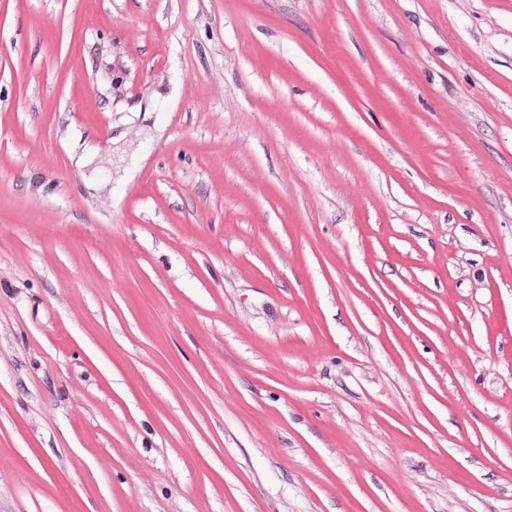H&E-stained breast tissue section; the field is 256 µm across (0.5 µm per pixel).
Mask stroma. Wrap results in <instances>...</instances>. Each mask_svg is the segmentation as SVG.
<instances>
[{
  "label": "stroma",
  "instance_id": "obj_1",
  "mask_svg": "<svg viewBox=\"0 0 512 512\" xmlns=\"http://www.w3.org/2000/svg\"><path fill=\"white\" fill-rule=\"evenodd\" d=\"M0 512H512V0H0Z\"/></svg>",
  "mask_w": 512,
  "mask_h": 512
}]
</instances>
